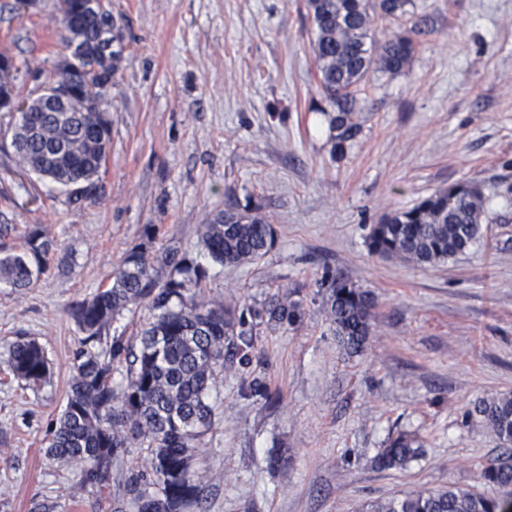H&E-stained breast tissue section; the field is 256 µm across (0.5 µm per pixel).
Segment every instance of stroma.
Wrapping results in <instances>:
<instances>
[{
  "mask_svg": "<svg viewBox=\"0 0 512 512\" xmlns=\"http://www.w3.org/2000/svg\"><path fill=\"white\" fill-rule=\"evenodd\" d=\"M431 27L403 74L366 85L362 130L332 152L317 89L306 0H112L123 63L107 104L104 195L71 204L20 170L0 112V213L41 225L72 255L69 272L23 292L0 284V340L24 331L46 348L50 382L0 372V512H95L75 468L46 455L79 331L68 310L106 287L127 249L198 255V230L230 199L261 204L276 232L258 263L210 266L205 297L246 310L275 292L301 301L296 324L256 326L247 358L217 370L215 417L195 452L206 512H359L450 484L495 493L480 468L501 447L465 412L512 394V0H413ZM58 0L26 12L0 0V54L29 65L37 94L62 55ZM480 185L490 219L457 258L423 268L372 255L370 227L438 189ZM370 291L374 330L348 353L326 315L333 278ZM259 383L263 394L249 395ZM406 431L422 443L405 467L373 458ZM286 451V472L268 451Z\"/></svg>",
  "mask_w": 512,
  "mask_h": 512,
  "instance_id": "obj_1",
  "label": "stroma"
}]
</instances>
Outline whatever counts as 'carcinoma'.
<instances>
[{
	"instance_id": "1",
	"label": "carcinoma",
	"mask_w": 512,
	"mask_h": 512,
	"mask_svg": "<svg viewBox=\"0 0 512 512\" xmlns=\"http://www.w3.org/2000/svg\"><path fill=\"white\" fill-rule=\"evenodd\" d=\"M412 0H306L312 23L310 41L321 95L334 115L333 153L344 154L361 132V87L371 76L400 74L410 66L429 19L412 20ZM379 20L412 22L403 33L376 38ZM110 21L72 30L60 37L95 46ZM112 87L82 91L64 112L31 111L10 116V148L17 166L66 191L69 203L96 201L103 192L101 163L112 141V124L95 111L92 100L107 101ZM488 219L485 199L472 182L442 188L415 206L392 212L371 227L369 251L421 267H435L465 254ZM15 224L0 223V282L17 290L35 287L50 270L54 242L38 225L23 232L26 248L11 244ZM199 243L224 267L262 259L274 246L275 230L257 204L230 203L200 226ZM206 269L178 248L153 253L142 245L128 249L110 283L74 304L69 314L80 332L73 353L67 399L46 430V455L80 469L82 484L96 500L113 502V512H206L204 489L193 471L195 448L212 425L210 403L216 369L224 367L227 347L244 353L252 330L243 315L207 300L201 284ZM327 313L343 347L358 354L373 335L374 296L352 283L331 282ZM144 305L150 317L135 340L112 333V323ZM258 323H296L302 304L288 293L272 295L249 310ZM0 367L37 391L49 383L51 362L38 340L19 332L4 344ZM122 374L116 381L115 374ZM512 448V395L483 398L466 412ZM145 450L144 464L114 470L131 447ZM409 432H399L375 457L384 469L404 467L420 452ZM489 486L512 487V455L498 457L480 470ZM362 512H498L497 499L450 484L401 497L370 501Z\"/></svg>"
}]
</instances>
